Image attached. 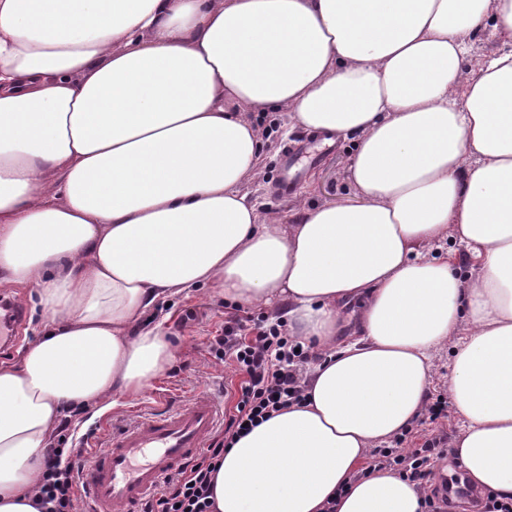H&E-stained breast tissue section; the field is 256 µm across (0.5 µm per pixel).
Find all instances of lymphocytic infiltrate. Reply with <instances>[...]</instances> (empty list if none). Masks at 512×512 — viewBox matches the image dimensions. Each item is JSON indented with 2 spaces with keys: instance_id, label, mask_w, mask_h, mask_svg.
Instances as JSON below:
<instances>
[{
  "instance_id": "lymphocytic-infiltrate-1",
  "label": "lymphocytic infiltrate",
  "mask_w": 512,
  "mask_h": 512,
  "mask_svg": "<svg viewBox=\"0 0 512 512\" xmlns=\"http://www.w3.org/2000/svg\"><path fill=\"white\" fill-rule=\"evenodd\" d=\"M210 355L233 362L241 380L236 403L221 433L187 467L168 478L144 512H215L213 474L225 449L248 429L268 420L274 413L305 398L304 370L316 356L309 345L290 336L283 319L231 315L221 334L208 346ZM449 453L445 435L410 443L399 436L394 446L372 452L375 465L414 482L425 512H447L450 501L436 483L437 461ZM78 448H52L46 453L42 482L36 491L39 512H81L77 460Z\"/></svg>"
}]
</instances>
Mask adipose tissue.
<instances>
[{
	"label": "adipose tissue",
	"mask_w": 512,
	"mask_h": 512,
	"mask_svg": "<svg viewBox=\"0 0 512 512\" xmlns=\"http://www.w3.org/2000/svg\"><path fill=\"white\" fill-rule=\"evenodd\" d=\"M489 19L512 40V0H0V274L47 316L0 365V512H37L66 412L170 366L141 318L201 287L287 304L327 355L225 451L217 512H424L368 453L420 418L448 341L454 460L512 498V49L463 65ZM280 109L356 135L357 204L260 223L248 115ZM450 240L469 279L430 253Z\"/></svg>",
	"instance_id": "adipose-tissue-1"
}]
</instances>
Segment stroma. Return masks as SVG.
Listing matches in <instances>:
<instances>
[{"label": "stroma", "instance_id": "35a3bbf8", "mask_svg": "<svg viewBox=\"0 0 512 512\" xmlns=\"http://www.w3.org/2000/svg\"><path fill=\"white\" fill-rule=\"evenodd\" d=\"M252 118L265 133L264 150L258 173L247 177L241 190L257 203L260 223L286 225L305 206L357 202L358 196L346 179L352 139H335L331 152L316 161L288 193L280 194L274 190L280 177V155L286 146L307 138L309 132L294 125L284 110L256 112ZM0 294L19 300L26 309L14 352L0 355L3 365L17 361L26 343L42 334L45 315L30 289L4 282L0 284ZM233 308V303L205 289L170 299L165 305L168 315L165 329L174 350L171 366L139 397L124 401L122 406L115 408L103 400L70 413L74 426L85 433L108 415L122 419L160 407L174 408L202 390L222 396L225 409H232L236 402L232 370L215 362L208 353V344L213 336L220 334Z\"/></svg>", "mask_w": 512, "mask_h": 512}]
</instances>
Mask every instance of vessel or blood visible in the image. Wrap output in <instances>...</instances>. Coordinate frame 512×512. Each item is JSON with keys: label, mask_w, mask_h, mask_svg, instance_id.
Instances as JSON below:
<instances>
[{"label": "vessel or blood", "mask_w": 512, "mask_h": 512, "mask_svg": "<svg viewBox=\"0 0 512 512\" xmlns=\"http://www.w3.org/2000/svg\"><path fill=\"white\" fill-rule=\"evenodd\" d=\"M321 154L304 141L280 157L282 186L302 175V162ZM224 423L221 401L206 391L172 412L113 423L105 444L79 461L85 512H140L167 478L190 464Z\"/></svg>", "instance_id": "obj_1"}]
</instances>
